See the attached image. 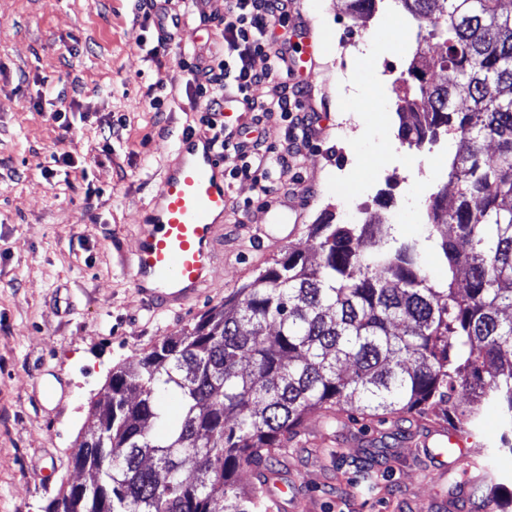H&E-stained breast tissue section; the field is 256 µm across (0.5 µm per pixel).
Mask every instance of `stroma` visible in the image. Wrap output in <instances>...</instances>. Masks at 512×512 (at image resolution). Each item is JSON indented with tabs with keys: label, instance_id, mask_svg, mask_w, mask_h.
<instances>
[{
	"label": "stroma",
	"instance_id": "35a3bbf8",
	"mask_svg": "<svg viewBox=\"0 0 512 512\" xmlns=\"http://www.w3.org/2000/svg\"><path fill=\"white\" fill-rule=\"evenodd\" d=\"M218 7L194 0L187 22L196 41L154 57L138 0H0V512H43L66 491L74 448L113 368L222 305L288 249L309 251L306 227L323 212L420 242L431 278L448 276L426 235L427 184L449 156L402 140L396 112L383 109L385 94L371 79L376 67L408 68L414 53L398 36L411 16L399 10L382 25L351 14L345 0H296L301 25L288 39L301 44L307 29L315 46L295 79L309 90L320 132L268 202L258 200L252 177L231 178L223 260L194 305L156 315L145 308L131 258L161 177L176 164L179 135L207 131L205 100L188 86L183 62L194 50L221 48ZM365 32L372 50L354 66L358 90L346 97L339 44ZM65 107L72 129L64 138L51 114ZM110 122L120 128L107 153L101 131ZM223 122L253 128L263 146L285 144L286 122L256 121L246 106ZM64 152L70 163L55 162ZM355 167L382 177L363 187L348 177ZM300 190L306 206L295 214L288 204ZM275 210L282 223L257 241L256 226ZM409 430L401 414L331 429L309 415L274 464L296 484L281 512H438L448 483L409 445Z\"/></svg>",
	"mask_w": 512,
	"mask_h": 512
}]
</instances>
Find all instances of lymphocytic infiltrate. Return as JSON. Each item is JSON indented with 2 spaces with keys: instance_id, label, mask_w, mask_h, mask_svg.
Returning a JSON list of instances; mask_svg holds the SVG:
<instances>
[{
  "instance_id": "obj_1",
  "label": "lymphocytic infiltrate",
  "mask_w": 512,
  "mask_h": 512,
  "mask_svg": "<svg viewBox=\"0 0 512 512\" xmlns=\"http://www.w3.org/2000/svg\"><path fill=\"white\" fill-rule=\"evenodd\" d=\"M219 20L224 48L211 54L208 62H189L185 69L189 82L206 99L205 123L212 128V139L219 151L234 155L239 164L235 173L253 176L261 196H269L271 178L287 175L311 142L314 129L307 116L301 115L298 86L289 65L290 45L277 40L276 27H287L291 14L289 0H223ZM266 59L263 68L253 60ZM271 86L263 101L252 98L255 87ZM242 103L251 111L269 118L288 120L285 145L278 150L263 148L261 141L250 140L244 132L217 124L229 103Z\"/></svg>"
}]
</instances>
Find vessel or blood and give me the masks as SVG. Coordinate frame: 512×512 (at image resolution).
Segmentation results:
<instances>
[{"mask_svg": "<svg viewBox=\"0 0 512 512\" xmlns=\"http://www.w3.org/2000/svg\"><path fill=\"white\" fill-rule=\"evenodd\" d=\"M180 162L167 169L152 211L140 230L131 270L134 285L157 313L185 307L197 300L219 260L228 211V161L210 137L179 136ZM424 457L436 464L440 477L460 471L463 479L448 495V512H490L487 503L471 498L472 487L490 473L457 429L419 423L410 437Z\"/></svg>", "mask_w": 512, "mask_h": 512, "instance_id": "vessel-or-blood-1", "label": "vessel or blood"}]
</instances>
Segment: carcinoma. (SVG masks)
<instances>
[{
    "instance_id": "1",
    "label": "carcinoma",
    "mask_w": 512,
    "mask_h": 512,
    "mask_svg": "<svg viewBox=\"0 0 512 512\" xmlns=\"http://www.w3.org/2000/svg\"><path fill=\"white\" fill-rule=\"evenodd\" d=\"M415 19L438 12L436 57L412 63L462 81L419 83L397 107L411 146L444 133L453 199L430 198L448 278L426 274L417 244L384 240L376 225L312 224V256L292 250L176 336L112 370L94 426L73 463L96 484L44 512H258L272 460L305 417L418 414L444 405L463 427L495 411L512 453V10L501 0H395ZM469 102L466 110L456 101ZM497 157L484 155L486 142ZM178 399L172 421L157 406ZM254 481L240 487L236 474ZM496 512H512L482 487Z\"/></svg>"
}]
</instances>
